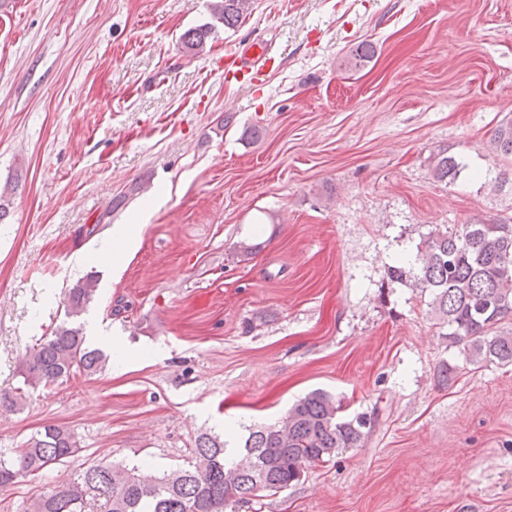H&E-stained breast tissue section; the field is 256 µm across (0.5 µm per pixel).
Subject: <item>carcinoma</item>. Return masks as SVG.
<instances>
[{
  "instance_id": "carcinoma-1",
  "label": "carcinoma",
  "mask_w": 512,
  "mask_h": 512,
  "mask_svg": "<svg viewBox=\"0 0 512 512\" xmlns=\"http://www.w3.org/2000/svg\"><path fill=\"white\" fill-rule=\"evenodd\" d=\"M253 0H211L213 22L182 35L188 52L206 49L214 23L234 28L251 11ZM492 150L512 158V120L490 137ZM461 170L453 155L435 158L433 176L452 181ZM412 276V286L428 297L438 317L440 336L461 346L465 362L512 365V224H462L434 227L420 236L411 268L405 260L387 269L390 282ZM98 279L87 275L64 295L65 319L26 354L23 385L0 392V409L21 410L29 391L46 388L76 373L92 375L105 356L85 346L78 318L97 293ZM362 416H341V404L314 390L295 402L277 422L249 431L238 455L229 459L226 443L201 434L187 466L149 476L138 467L93 463L66 483L35 498L31 512H224L259 494L275 496L299 482L304 469L356 448L366 436ZM79 451L76 434L47 426L26 442L14 459L0 456V488L38 476Z\"/></svg>"
}]
</instances>
